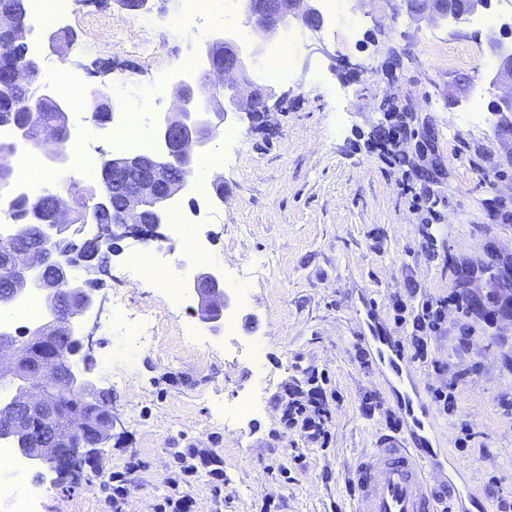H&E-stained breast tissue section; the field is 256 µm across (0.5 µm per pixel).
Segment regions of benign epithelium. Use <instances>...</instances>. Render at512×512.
I'll return each mask as SVG.
<instances>
[{
  "label": "benign epithelium",
  "instance_id": "1",
  "mask_svg": "<svg viewBox=\"0 0 512 512\" xmlns=\"http://www.w3.org/2000/svg\"><path fill=\"white\" fill-rule=\"evenodd\" d=\"M247 23L264 35L292 22L318 33L324 19L319 0H240ZM489 0H421L414 17L421 21L460 25L468 17L488 8ZM29 29L10 8H0V40L26 43ZM504 29L490 30L488 48L495 58L490 85L498 91L494 109L512 111V47L502 37ZM207 68L174 83L173 110L155 115L152 137L156 148L147 155H112L100 151L103 172H112V192L87 199L92 206L117 207L114 223L101 227L96 243L112 253L119 241L146 243L160 237L168 205L181 194L197 173V160L207 151L214 134L224 126L228 115L244 113L248 117L268 111L267 101L273 88L259 84L247 74L243 46L224 31L217 32L201 48ZM41 58L24 53L14 61L7 75L12 85L26 87L40 72ZM93 102V121L97 112L116 111L117 104L104 89L89 91ZM31 112L47 108L63 116V130L69 129V111L49 86L38 85L27 97ZM424 140L417 152L423 157L419 174L433 179L443 166L437 153L435 137L429 125L423 127ZM73 200L58 198L50 223L38 226L35 245L17 250L12 244L0 251V307L6 308L18 297L38 289L45 306L55 309L48 318L25 331V344L16 336L0 334V359H5L6 377L11 393L0 399V423L7 425L8 437L18 445V453L33 467L55 469L71 460L78 463L95 451L97 442L112 435V411L96 398L90 335L81 332V323L103 299L89 287L91 277L106 270L81 264L68 251L53 247L55 238L79 234L72 224ZM187 288L197 301L199 321L217 331L224 321V311L231 298L224 289L218 270L203 267ZM65 335L73 350L61 354L55 350L58 337ZM72 397L83 400V409L74 412L67 404Z\"/></svg>",
  "mask_w": 512,
  "mask_h": 512
}]
</instances>
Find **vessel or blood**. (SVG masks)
I'll use <instances>...</instances> for the list:
<instances>
[{"label": "vessel or blood", "mask_w": 512, "mask_h": 512, "mask_svg": "<svg viewBox=\"0 0 512 512\" xmlns=\"http://www.w3.org/2000/svg\"><path fill=\"white\" fill-rule=\"evenodd\" d=\"M359 342L375 353L399 393L407 437L385 436L357 462L349 479L347 512H440V503L455 502L462 492L436 481L441 461L433 446L432 411L415 390V373L405 349L377 327Z\"/></svg>", "instance_id": "b4317fda"}]
</instances>
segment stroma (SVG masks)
Here are the masks:
<instances>
[{"instance_id":"35a3bbf8","label":"stroma","mask_w":512,"mask_h":512,"mask_svg":"<svg viewBox=\"0 0 512 512\" xmlns=\"http://www.w3.org/2000/svg\"><path fill=\"white\" fill-rule=\"evenodd\" d=\"M351 14L310 33L299 24L279 36L299 38L294 62L284 77L266 73V55L248 58L258 82L276 92L268 120L233 118V141L211 144L219 153L224 200H201L190 189L176 201L186 214L200 212L197 230L210 246V266L222 273L249 270L248 300L238 308L235 337L216 335L208 349L187 346L180 335L195 320V302L179 308L127 262L139 245L119 243L98 293L103 298L91 333L97 387L112 411L111 439L78 468L28 469L39 489L42 512H104L98 469L118 472L131 492L124 512H152L171 495L168 482L177 452L192 448L217 456L223 480L199 467L188 490L198 512H260L263 502L285 512H336L346 496L358 456L389 434L397 413L387 376L375 361L359 356L356 336L366 332L365 315L400 341L411 322L399 317L395 300L416 305L448 296L453 278L447 253L483 256L487 246L512 253V227H494L491 237L475 233L489 216L481 171L460 151L462 143L498 154L501 142L489 125L458 123L461 113L488 111L495 91L488 74L493 58L486 30L474 20L460 27L416 22L405 8L386 0H352ZM183 0H157L151 13L120 9L113 0H70L54 24L63 30L62 48L51 52L46 27L32 26L27 44L40 54L39 83L56 86L63 73L83 79L64 98L80 101L86 156L111 150L116 132L91 120L87 91L114 90L127 82L124 111L144 118L170 109L174 99L165 77L184 58L196 57L201 39L177 33ZM130 38L112 37L113 22ZM435 32L434 43L423 35ZM146 38L153 52H134L132 40ZM411 100L429 117L445 161L441 240H426L428 214L413 171L381 154L373 135L383 113ZM125 305L113 307V294ZM151 311L158 339L142 348L113 331L127 315ZM257 340L262 358L250 363L229 355L232 343ZM429 362H415L423 396L448 389L449 411H434L442 437L439 480L475 490L454 512H495L497 497L512 498V324L465 318L456 307L445 312L429 340ZM325 374L331 411L330 440L319 448L284 431L278 404L285 386L307 371ZM258 411L225 421L224 405L250 395ZM381 401L369 415L365 396Z\"/></svg>"}]
</instances>
